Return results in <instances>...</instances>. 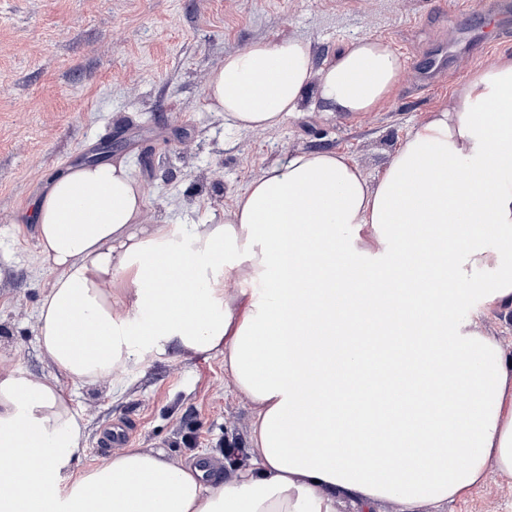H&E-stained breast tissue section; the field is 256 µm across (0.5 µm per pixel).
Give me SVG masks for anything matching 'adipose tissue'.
Here are the masks:
<instances>
[{
  "mask_svg": "<svg viewBox=\"0 0 512 512\" xmlns=\"http://www.w3.org/2000/svg\"><path fill=\"white\" fill-rule=\"evenodd\" d=\"M401 56L370 37L314 68L299 38L257 41L211 69L204 99L261 131L298 112L375 111ZM126 159L76 165L35 201L55 277L38 344L81 385L120 381L175 348L223 356L256 407L254 460L218 487L127 448L70 472L84 425L61 381L0 372V512H402L512 474V352L479 326L512 312V55L472 71L408 132L376 180L347 153L268 166L215 224L143 225ZM313 384L319 396L307 399Z\"/></svg>",
  "mask_w": 512,
  "mask_h": 512,
  "instance_id": "adipose-tissue-1",
  "label": "adipose tissue"
}]
</instances>
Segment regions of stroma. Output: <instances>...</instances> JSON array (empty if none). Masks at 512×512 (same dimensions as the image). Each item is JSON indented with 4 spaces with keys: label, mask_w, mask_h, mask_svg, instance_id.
Here are the masks:
<instances>
[{
    "label": "stroma",
    "mask_w": 512,
    "mask_h": 512,
    "mask_svg": "<svg viewBox=\"0 0 512 512\" xmlns=\"http://www.w3.org/2000/svg\"><path fill=\"white\" fill-rule=\"evenodd\" d=\"M466 0H0V370L59 371L37 344V307L54 274L41 261L33 202L49 176L124 156L147 195L145 223L207 224L271 163L297 151L336 150L376 179L407 132L447 104L472 70L512 42L461 54L425 90L399 82L379 110L325 113L304 101L278 128L231 129L207 111L210 70L259 40L296 37L322 66L354 38L382 39L413 64L455 42ZM148 157L149 167L138 160ZM84 420L75 473L99 463L108 421L130 419V447L188 467L222 460L225 476L253 456L254 405L220 356L171 351L131 368L120 389L68 384ZM420 512H512V475L488 465L463 499Z\"/></svg>",
    "instance_id": "stroma-1"
}]
</instances>
